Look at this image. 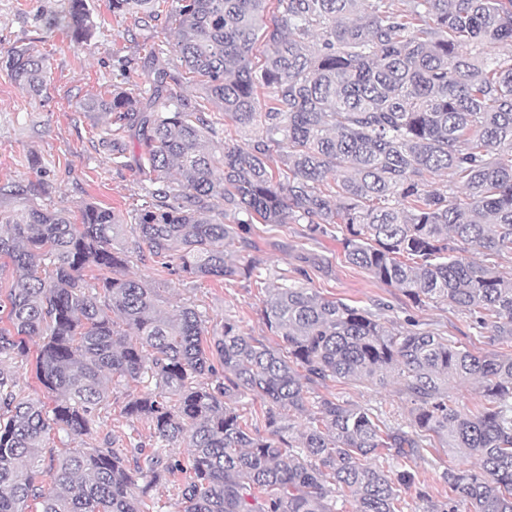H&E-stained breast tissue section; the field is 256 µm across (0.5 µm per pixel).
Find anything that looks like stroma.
Instances as JSON below:
<instances>
[{
  "label": "stroma",
  "mask_w": 512,
  "mask_h": 512,
  "mask_svg": "<svg viewBox=\"0 0 512 512\" xmlns=\"http://www.w3.org/2000/svg\"><path fill=\"white\" fill-rule=\"evenodd\" d=\"M175 6V0H164L159 20L140 26L129 17L113 14L109 0H91L97 29L89 42L77 44L69 32L50 30L44 24L45 17L61 9L62 0H0V55L24 45L33 54L46 57L49 67V90L43 96L19 87L0 68V185L42 183L41 203L72 213L89 202L115 210L123 222L124 239L134 242L137 209L151 187L140 166L138 137L130 131L124 133L123 164L113 165L100 144L104 124L80 112L78 104L114 81L120 57L137 63L136 90L141 94L148 92L154 71L161 69L174 76L181 73L177 52L155 59L149 56L153 45L173 40L169 14ZM233 259L240 265L256 263L257 268L253 275L226 282L195 280L134 256L125 272L155 284L161 306L170 313L191 304L209 325L233 319L244 333L268 345L275 344L277 338L264 322V302L269 288L285 274L305 278L308 287L326 298L383 310L385 319L395 326L416 322L419 328L452 337L476 354L500 350L488 336L472 329L467 312L444 304L412 307L400 289L346 263L341 233L311 241L302 224H259L246 243L239 245ZM135 390L132 384L113 385L109 421L78 437L52 431L50 446L59 453L94 448L109 433L122 441L152 445L147 428L120 414L127 394ZM314 394L378 410L395 424L411 419L409 404L391 385L375 388L330 381L315 388ZM470 464V459L433 445L423 449L413 465L415 483L402 492L406 512H421L427 500L451 498L442 471Z\"/></svg>",
  "instance_id": "obj_1"
}]
</instances>
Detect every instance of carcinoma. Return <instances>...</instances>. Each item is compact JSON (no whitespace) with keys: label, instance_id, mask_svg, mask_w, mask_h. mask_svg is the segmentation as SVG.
Listing matches in <instances>:
<instances>
[{"label":"carcinoma","instance_id":"cac0c4a2","mask_svg":"<svg viewBox=\"0 0 512 512\" xmlns=\"http://www.w3.org/2000/svg\"><path fill=\"white\" fill-rule=\"evenodd\" d=\"M159 12V0H112V13L138 25ZM170 18L204 100L173 93L164 70L150 94L130 92L137 70L123 59L120 80L79 102L107 120L113 163L125 146L112 130L138 132L153 188L133 247L110 208L88 203L73 215L32 202L43 194L33 184L8 189L25 203L0 216V272L11 277L0 290V512L30 502L40 512H150L162 480L181 486V512H336L338 496L352 498L353 512H403L411 462L431 437L476 459L442 472L471 512H512V353L477 355L439 333L396 328L286 275L263 309L275 345L229 318L211 334L195 307L172 316L155 285L121 273L136 253L229 281L255 270L229 258L252 224L302 221L310 240L340 229L346 262L413 306L446 303L512 344V276L494 262L512 256V52H488L512 46V0H176ZM45 25L78 43L96 29L85 0H67ZM0 64L18 86L47 90L44 57L13 47ZM210 104L255 130L243 146L223 145L220 159L207 138ZM440 174L463 195L432 187ZM35 337L51 408L24 397L3 366L28 359ZM462 379L487 401L473 413L448 395ZM329 381L395 384L413 406L408 428L334 397L308 412L309 391ZM116 383L146 384L121 414L187 453L118 448L110 434L98 448L44 452L55 428L80 436L103 419ZM242 395L268 404L264 428L228 404ZM305 413V428L286 435ZM382 455L398 467L377 466Z\"/></svg>","mask_w":512,"mask_h":512}]
</instances>
